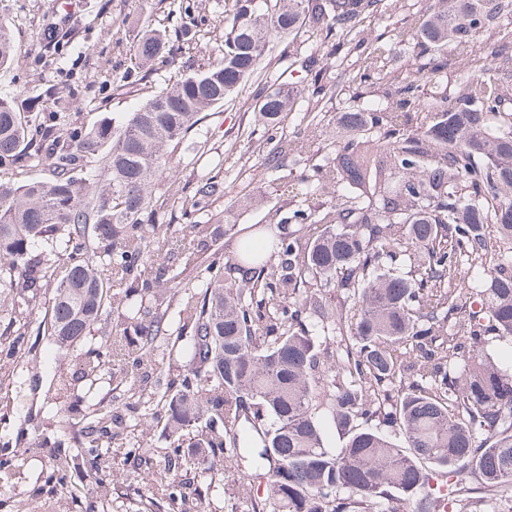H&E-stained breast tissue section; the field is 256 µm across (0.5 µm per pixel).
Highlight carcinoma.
Instances as JSON below:
<instances>
[{
    "label": "carcinoma",
    "mask_w": 512,
    "mask_h": 512,
    "mask_svg": "<svg viewBox=\"0 0 512 512\" xmlns=\"http://www.w3.org/2000/svg\"><path fill=\"white\" fill-rule=\"evenodd\" d=\"M272 2L258 11L254 0H234L219 62L66 139L59 116H24L0 97V322L15 329L0 334V370L27 366L29 316L48 293L49 340L60 355L76 354V378L94 384L121 362L131 396L164 412L163 433L188 470L211 471L250 449L255 472L269 469L263 510L391 512L395 491L410 512H447L470 483L491 499L512 484V372L481 352L492 332L512 339V253L501 248L512 241V113L502 110L505 85L488 77L498 50L477 40L512 16V0H436L385 41L362 37L360 26L390 0ZM303 24L335 37L328 56L358 54L353 80L378 87V100L357 94V109L339 113L326 138L332 161L301 176L321 208L294 212L288 235L241 239L222 265L187 252L184 269L205 291L181 302L183 272L159 262L172 234L158 222L154 180L201 114L243 91L268 47ZM166 43V31L143 29L134 68L166 63ZM398 49L420 63L389 67ZM450 54L463 65L451 91L440 76ZM13 61L0 25V70ZM300 69L312 96L336 92L320 59ZM253 99L255 120L273 129L294 97L259 84ZM261 147L278 168L304 139L271 134ZM222 195L224 183L200 179L194 211ZM189 228L200 245L220 235L198 220ZM403 261L412 275L396 273ZM464 265L481 270L478 284L461 287ZM114 280L125 288L112 292ZM335 288L350 306L327 298ZM149 296L178 304L189 340L163 392L150 379L168 309L143 305ZM266 299L278 315L266 313ZM123 307L137 309L130 327L86 348L94 328L112 333ZM82 420L84 448L54 456L59 494L110 467L99 449L120 437L109 401L90 404ZM329 426L346 434L334 451ZM171 469L167 461L153 476V500L206 512L198 488L175 490ZM439 476L446 493L431 485ZM237 483L255 505L252 476Z\"/></svg>",
    "instance_id": "carcinoma-1"
}]
</instances>
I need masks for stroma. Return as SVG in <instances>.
I'll list each match as a JSON object with an SVG mask.
<instances>
[{"label":"stroma","mask_w":512,"mask_h":512,"mask_svg":"<svg viewBox=\"0 0 512 512\" xmlns=\"http://www.w3.org/2000/svg\"><path fill=\"white\" fill-rule=\"evenodd\" d=\"M192 15L186 27L197 30L191 44L169 41L167 66L151 72L138 82H122L124 71L134 63L137 21L160 29L167 25V0H0V22L7 24L14 37V63L0 71V96L11 99L21 113H65L59 124L60 135L75 127H89L105 117H118L133 111L146 98L167 83L193 73L205 65L218 62L222 41L224 0H188ZM328 60L331 76L340 80L336 95L321 101L300 97L296 107L280 123L279 130L294 135L306 129L311 119L324 127H333L338 113L352 111L355 102L349 75L358 69L356 55L328 56L322 34L299 29L279 42L261 63L259 81L270 85H301L305 74L297 61L307 55ZM54 88L46 96V88ZM254 102L249 95L204 112L201 121L187 134V141L203 142L199 154L175 152L155 185L159 214L170 224L179 243L189 242L191 235L183 218L191 208L194 191L201 176L211 175L225 186L223 197L213 200L200 216L201 221L220 224L227 211L235 213V227L209 249L199 252V259L231 260L243 236L264 226L280 232L281 219L293 210L306 206L305 194L296 178L307 161H321L328 149L311 144L307 159L289 158L282 170L269 169L258 153L243 146V133L263 135L254 124ZM292 181H284V174ZM182 190L178 203L168 199L170 187ZM261 198V205L248 210L235 207L239 189ZM43 305H36L29 324L34 344L28 370L17 374L9 388L14 397V412L0 421V449L26 448L40 435L63 439L66 448L77 446V427L68 423L69 416L57 412L51 403L61 379H68V392L84 395L87 386L73 380L74 357H57L44 332ZM146 439L151 446L147 454L117 459L112 470L102 472L103 481L112 483V496L104 512H144L149 486L147 472L170 455L172 449L161 428H153ZM50 462L48 456L25 461L19 474L0 478V512H15V504H25L28 512H65L58 497L42 492ZM232 471L224 469L201 479L206 493L207 512H248L233 494Z\"/></svg>","instance_id":"obj_1"}]
</instances>
